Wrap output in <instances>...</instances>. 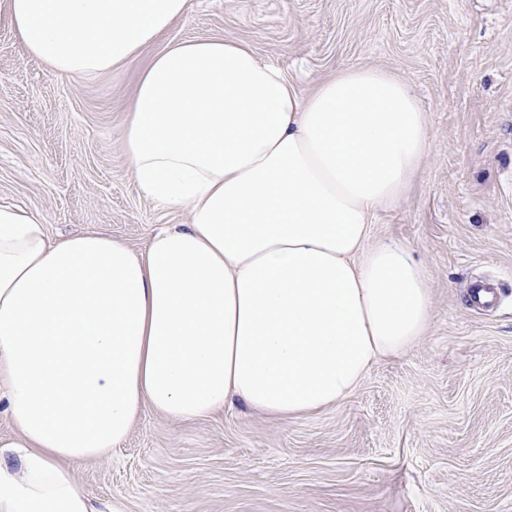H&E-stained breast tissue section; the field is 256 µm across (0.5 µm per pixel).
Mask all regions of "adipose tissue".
I'll use <instances>...</instances> for the list:
<instances>
[{"instance_id":"ef3b65f1","label":"adipose tissue","mask_w":512,"mask_h":512,"mask_svg":"<svg viewBox=\"0 0 512 512\" xmlns=\"http://www.w3.org/2000/svg\"><path fill=\"white\" fill-rule=\"evenodd\" d=\"M187 0H0L48 73L131 65ZM125 156L188 224L140 250L48 238L0 206V512H94L78 466L111 457L144 406L206 419L236 398L288 419L351 395L431 319L407 247L373 238L430 152L405 80L344 68L309 94L244 43L168 44L133 87Z\"/></svg>"}]
</instances>
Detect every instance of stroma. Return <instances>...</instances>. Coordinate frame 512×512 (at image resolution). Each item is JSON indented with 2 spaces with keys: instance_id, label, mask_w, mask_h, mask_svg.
Instances as JSON below:
<instances>
[{
  "instance_id": "35a3bbf8",
  "label": "stroma",
  "mask_w": 512,
  "mask_h": 512,
  "mask_svg": "<svg viewBox=\"0 0 512 512\" xmlns=\"http://www.w3.org/2000/svg\"><path fill=\"white\" fill-rule=\"evenodd\" d=\"M247 43L307 93L346 67L389 71L422 104L431 151L374 236L427 277L417 344L346 400L276 420L236 401L197 421L144 407L111 460L77 469L126 512H512V0H188L146 46ZM136 70L47 73L0 25V205L50 238L99 231L139 250L185 224L141 194L123 150ZM498 304L475 311L473 281Z\"/></svg>"
}]
</instances>
